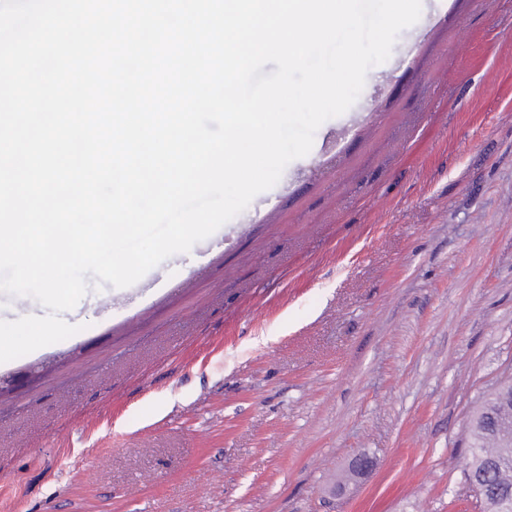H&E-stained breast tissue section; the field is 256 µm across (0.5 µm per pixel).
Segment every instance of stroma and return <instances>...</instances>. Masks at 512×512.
Returning a JSON list of instances; mask_svg holds the SVG:
<instances>
[{
  "label": "stroma",
  "instance_id": "obj_1",
  "mask_svg": "<svg viewBox=\"0 0 512 512\" xmlns=\"http://www.w3.org/2000/svg\"><path fill=\"white\" fill-rule=\"evenodd\" d=\"M88 285L78 333L0 363V512H479L471 421L512 375V0H421L272 188Z\"/></svg>",
  "mask_w": 512,
  "mask_h": 512
}]
</instances>
